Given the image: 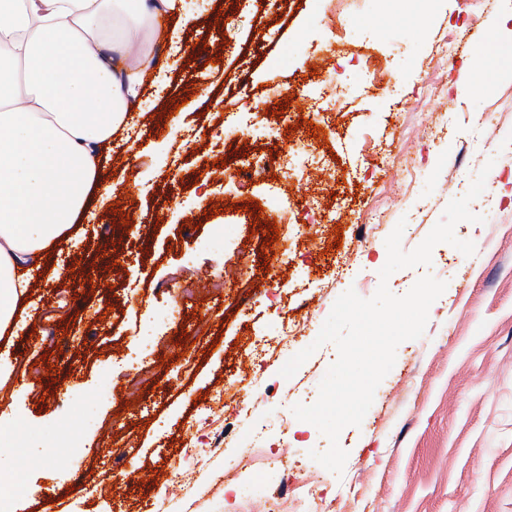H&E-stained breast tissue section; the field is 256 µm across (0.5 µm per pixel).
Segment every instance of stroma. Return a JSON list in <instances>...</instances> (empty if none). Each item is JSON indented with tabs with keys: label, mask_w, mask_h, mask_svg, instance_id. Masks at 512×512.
I'll return each instance as SVG.
<instances>
[{
	"label": "stroma",
	"mask_w": 512,
	"mask_h": 512,
	"mask_svg": "<svg viewBox=\"0 0 512 512\" xmlns=\"http://www.w3.org/2000/svg\"><path fill=\"white\" fill-rule=\"evenodd\" d=\"M184 0L189 42L167 84L147 87L134 132H116L101 177L63 251L61 274L92 271L80 291L34 275L31 318L0 334V477L11 480L6 512H268L273 496L294 499L305 464H253L225 481L238 449L289 455L326 451L328 439L291 417L312 404L337 351L315 340L347 289L372 297L387 260L385 240L405 222L403 250L417 247L450 200L467 193L484 165L496 180L479 223L457 224L472 256L438 244L431 267L402 269L388 286L407 293L424 274L445 281L423 336L400 344L361 426L342 430V474L323 471L320 496L291 512H512V36L491 32L482 0ZM223 44L221 57L206 47ZM382 80L364 78L357 54ZM342 74L334 98L312 67ZM180 102L178 112L168 111ZM292 104L318 114L334 154L319 171L294 160L279 180L237 191L225 173L254 164L288 137L273 111ZM163 120L154 132L153 119ZM233 119L235 131L221 125ZM295 219L293 256L277 277L263 271L276 251L258 220L275 199ZM260 201L261 217L245 204ZM219 214H212V207ZM130 224L115 223L116 212ZM116 264H101L107 252ZM235 270L224 290L207 282ZM115 305L98 318L100 298ZM180 297L184 323L165 318ZM302 327L283 346V324ZM153 345L155 378L126 407L123 386L140 343ZM315 353L291 378L298 351ZM191 367L177 371L178 353ZM261 402H253L254 390ZM254 407L246 419L236 410ZM82 420H74V406ZM229 434L235 447H213ZM188 464L189 486L165 490ZM111 473L108 498L82 488Z\"/></svg>",
	"instance_id": "stroma-1"
}]
</instances>
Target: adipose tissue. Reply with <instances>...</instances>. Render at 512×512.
<instances>
[{"instance_id": "obj_1", "label": "adipose tissue", "mask_w": 512, "mask_h": 512, "mask_svg": "<svg viewBox=\"0 0 512 512\" xmlns=\"http://www.w3.org/2000/svg\"><path fill=\"white\" fill-rule=\"evenodd\" d=\"M183 0H0V334L48 249L70 242L100 147L178 45Z\"/></svg>"}]
</instances>
